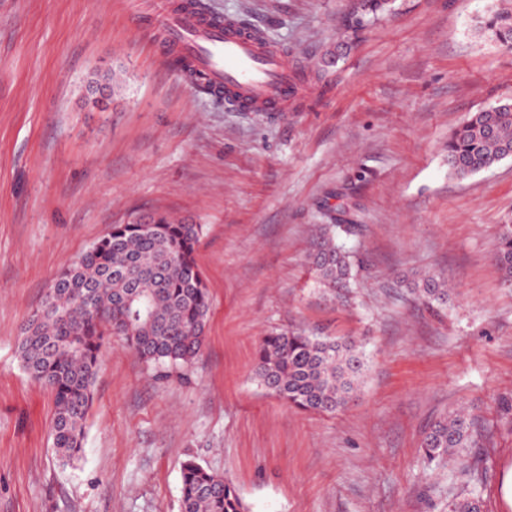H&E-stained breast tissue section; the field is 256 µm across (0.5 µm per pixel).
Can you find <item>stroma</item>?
<instances>
[{
  "mask_svg": "<svg viewBox=\"0 0 512 512\" xmlns=\"http://www.w3.org/2000/svg\"><path fill=\"white\" fill-rule=\"evenodd\" d=\"M161 1L178 2L0 0V512H180L191 456L249 512H446L468 478L429 468L421 444L458 409L478 423L486 512H512V288L493 261L512 159L456 178L446 151L468 113L512 97V50L474 31L494 0H391L341 54L356 0H203L303 63L315 89L281 115L235 111L160 63ZM106 72L122 90L101 107L87 88ZM344 202L358 226L339 240L363 265L332 290L313 230ZM153 211L203 227L202 353L159 380L110 337L82 453L62 463L19 337L56 275ZM431 273L447 303L402 284ZM287 329L363 347L344 410L261 385L259 342Z\"/></svg>",
  "mask_w": 512,
  "mask_h": 512,
  "instance_id": "stroma-1",
  "label": "stroma"
}]
</instances>
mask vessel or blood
<instances>
[{
  "instance_id": "1",
  "label": "vessel or blood",
  "mask_w": 512,
  "mask_h": 512,
  "mask_svg": "<svg viewBox=\"0 0 512 512\" xmlns=\"http://www.w3.org/2000/svg\"><path fill=\"white\" fill-rule=\"evenodd\" d=\"M163 28L164 50L188 62L196 86L224 97L239 111L280 113L306 87L302 69L224 17L179 11L164 19Z\"/></svg>"
}]
</instances>
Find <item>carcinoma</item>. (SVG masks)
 <instances>
[{
  "label": "carcinoma",
  "instance_id": "cac0c4a2",
  "mask_svg": "<svg viewBox=\"0 0 512 512\" xmlns=\"http://www.w3.org/2000/svg\"><path fill=\"white\" fill-rule=\"evenodd\" d=\"M390 0H360L347 28L356 34L379 17ZM476 34L512 49V0H497L478 20ZM512 158V99L469 113L448 136V174L465 178ZM355 228L350 211L320 228L311 263L323 286L340 288L352 276L351 255L336 243ZM201 225L175 222L161 213L149 221L114 224L71 267L54 278L18 344L23 370L54 395L51 427L56 455L75 459L85 440L92 386L100 353L111 335L121 336L159 375L191 366L200 355L210 314V295L195 258ZM494 260L512 285V224L500 225ZM419 296L448 299L443 278L427 274L402 280ZM255 374L272 394L308 412L334 414L359 389L365 361L357 345L295 331L263 337ZM476 446L473 422L457 411L426 432L422 451L437 466L456 456L463 470L477 463L462 454ZM180 512H248L233 483L194 459L181 467ZM449 512H484L474 487L449 504Z\"/></svg>",
  "mask_w": 512,
  "mask_h": 512
}]
</instances>
